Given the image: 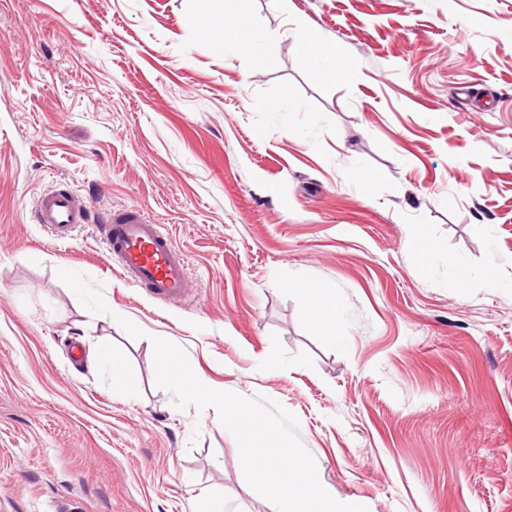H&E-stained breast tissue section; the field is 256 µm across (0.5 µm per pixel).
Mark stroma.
<instances>
[{
	"label": "stroma",
	"instance_id": "obj_1",
	"mask_svg": "<svg viewBox=\"0 0 512 512\" xmlns=\"http://www.w3.org/2000/svg\"><path fill=\"white\" fill-rule=\"evenodd\" d=\"M293 5L253 0L256 62L199 28L210 0H0V512H274L216 408L157 386L156 337L294 414L368 512H512V0ZM56 186L91 214L64 239L34 221ZM130 206L184 301L120 275L100 226ZM306 58L313 64L333 66L335 52L327 49L322 39L314 32H309L304 42ZM308 297V315L312 325L321 331L329 341H335L336 322L340 315V305L336 294L324 288L302 286Z\"/></svg>",
	"mask_w": 512,
	"mask_h": 512
}]
</instances>
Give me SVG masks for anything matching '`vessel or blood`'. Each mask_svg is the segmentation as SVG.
Wrapping results in <instances>:
<instances>
[{"mask_svg": "<svg viewBox=\"0 0 512 512\" xmlns=\"http://www.w3.org/2000/svg\"><path fill=\"white\" fill-rule=\"evenodd\" d=\"M34 219L62 237L87 223L89 211L75 193L54 188L38 196ZM105 240L121 273L139 287L168 303L187 295L191 280L183 252L174 247L164 226L150 223L138 207L112 214Z\"/></svg>", "mask_w": 512, "mask_h": 512, "instance_id": "1", "label": "vessel or blood"}]
</instances>
